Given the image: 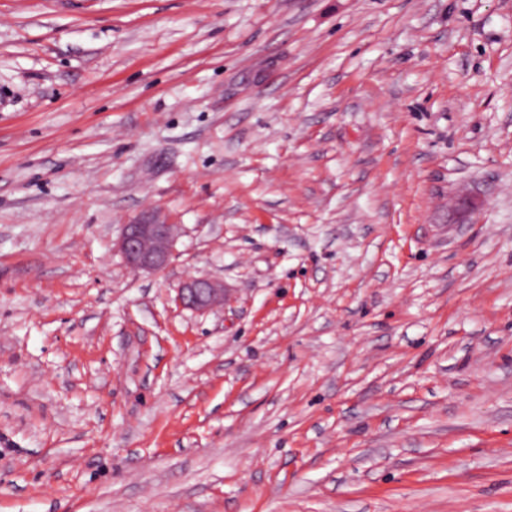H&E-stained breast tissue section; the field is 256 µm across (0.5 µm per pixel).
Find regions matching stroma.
I'll use <instances>...</instances> for the list:
<instances>
[{
    "instance_id": "obj_1",
    "label": "stroma",
    "mask_w": 512,
    "mask_h": 512,
    "mask_svg": "<svg viewBox=\"0 0 512 512\" xmlns=\"http://www.w3.org/2000/svg\"><path fill=\"white\" fill-rule=\"evenodd\" d=\"M0 512H512V0H0ZM174 243L173 224H165L154 215H143L122 224L116 247L131 268L159 273L169 266ZM177 301L185 309L206 312L224 303V285L209 278H190L177 290Z\"/></svg>"
}]
</instances>
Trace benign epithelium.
<instances>
[{
	"mask_svg": "<svg viewBox=\"0 0 512 512\" xmlns=\"http://www.w3.org/2000/svg\"><path fill=\"white\" fill-rule=\"evenodd\" d=\"M174 243V225L143 215L122 225L116 247L131 268L159 273L169 266ZM177 301L185 309L206 312L224 303V285L209 278H190L177 288Z\"/></svg>",
	"mask_w": 512,
	"mask_h": 512,
	"instance_id": "benign-epithelium-1",
	"label": "benign epithelium"
}]
</instances>
